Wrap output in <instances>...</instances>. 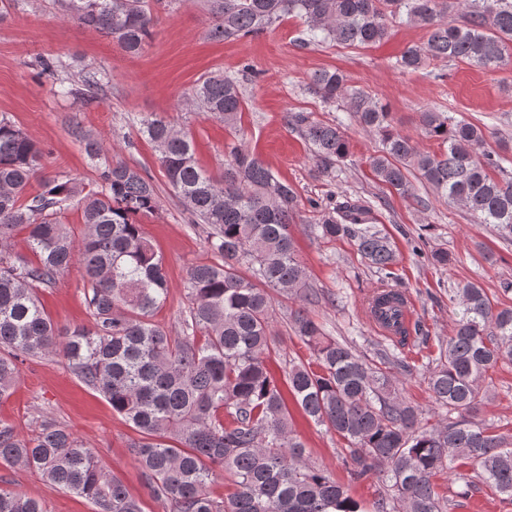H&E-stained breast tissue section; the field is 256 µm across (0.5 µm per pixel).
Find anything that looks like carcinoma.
<instances>
[{"label": "carcinoma", "instance_id": "cac0c4a2", "mask_svg": "<svg viewBox=\"0 0 512 512\" xmlns=\"http://www.w3.org/2000/svg\"><path fill=\"white\" fill-rule=\"evenodd\" d=\"M216 41L263 32L293 14L305 29L300 43L327 41L371 46L401 19L423 26L428 38L406 48L396 65L416 71L433 61H461L488 70L512 64V0H207ZM464 6L466 21L448 19ZM66 15L104 33L123 48L142 49L155 26L144 0H65ZM105 76L84 74L60 92L87 104L100 100ZM308 90L325 102L341 100L356 120L377 132L374 176L399 193L411 190L410 169L443 198L459 203L481 224L512 234V177L497 179L506 159L486 149L484 131L446 112L427 110L419 123L440 152H421L396 132L384 105L352 88L338 70L318 69ZM186 103L238 128L244 99L238 85L211 75L183 95ZM287 122L313 147L327 170L347 156L341 125L310 112ZM168 184L194 224H208L207 242L218 257L187 272L182 333L172 336L153 320L168 296L161 256L143 220L157 214L159 195L142 170L123 161L104 164L99 184L44 172L47 151L10 120L0 118V400L10 396L27 359L58 355L88 388L137 431L129 445L150 494L169 512H446L433 478L467 467L466 488L488 487L512 502V435L479 417L487 394L478 383L489 369L512 362V308L500 307L476 283L458 289L453 335L441 343L424 380L432 403L445 410L434 424L405 401L394 368L408 367L395 349L358 353L326 330L306 308L290 312L289 329L316 367L294 363L284 372L288 392L271 376L267 359L279 337L272 330V299L306 290L291 223L297 194L278 181L242 145L230 148L224 172L201 167L191 136L156 114L141 119ZM71 135L94 159L102 140L74 122ZM40 190L27 194L31 182ZM81 210L77 240L58 215ZM373 205L345 201L316 225L321 238L350 236L374 268L389 275L396 254L372 227ZM17 229L29 253L13 250ZM78 266L89 323L59 326L39 292ZM319 427L335 434L347 481L310 462L290 422L285 394ZM0 464L39 473L52 485L89 500L96 512H143L112 471L66 427L45 422L24 438L0 423ZM232 489L211 494L215 470ZM375 478L387 492L369 504L352 485ZM0 512H47L39 499L0 486Z\"/></svg>", "mask_w": 512, "mask_h": 512}]
</instances>
